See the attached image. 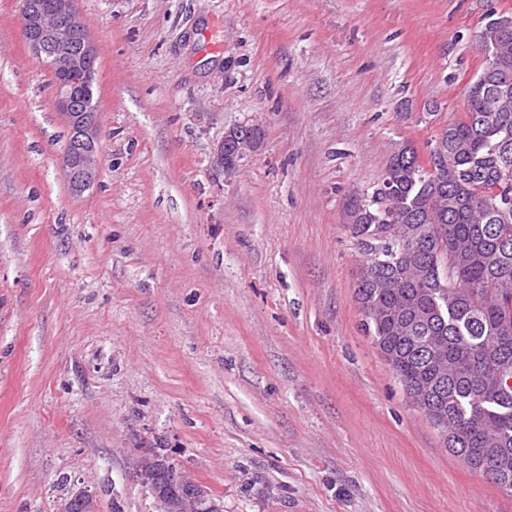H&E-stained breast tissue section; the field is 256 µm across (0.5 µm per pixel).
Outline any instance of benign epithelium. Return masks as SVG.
<instances>
[{
	"mask_svg": "<svg viewBox=\"0 0 512 512\" xmlns=\"http://www.w3.org/2000/svg\"><path fill=\"white\" fill-rule=\"evenodd\" d=\"M21 31L31 54L59 75L54 104L65 118L70 139L62 157L72 192L79 194L93 185L99 174L98 113L78 100L75 86L93 81L96 51L76 7V0H20ZM165 464L151 454L144 457L135 471V481L152 492L160 512H221L209 491L183 476L177 478L176 499L155 491L157 467ZM58 512H97V501L86 490L70 493Z\"/></svg>",
	"mask_w": 512,
	"mask_h": 512,
	"instance_id": "obj_1",
	"label": "benign epithelium"
}]
</instances>
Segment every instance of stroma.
Returning a JSON list of instances; mask_svg holds the SVG:
<instances>
[{
  "label": "stroma",
  "instance_id": "1",
  "mask_svg": "<svg viewBox=\"0 0 512 512\" xmlns=\"http://www.w3.org/2000/svg\"><path fill=\"white\" fill-rule=\"evenodd\" d=\"M100 170L0 0V512H155L160 450L224 512H512L406 394L345 206L463 117L512 0H77ZM257 126L235 172L226 132ZM97 501L86 490H76L70 493L59 507L58 512H97Z\"/></svg>",
  "mask_w": 512,
  "mask_h": 512
}]
</instances>
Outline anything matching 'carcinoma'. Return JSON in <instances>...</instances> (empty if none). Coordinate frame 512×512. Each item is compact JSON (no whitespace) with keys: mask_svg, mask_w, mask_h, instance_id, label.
<instances>
[{"mask_svg":"<svg viewBox=\"0 0 512 512\" xmlns=\"http://www.w3.org/2000/svg\"><path fill=\"white\" fill-rule=\"evenodd\" d=\"M492 11L477 34L512 81V33ZM465 116L427 142L434 171L402 144L381 184L346 206L362 260L355 299L365 329L429 421L448 417L446 447L470 468L512 483V189L476 168L512 148V95L466 85Z\"/></svg>","mask_w":512,"mask_h":512,"instance_id":"obj_1","label":"carcinoma"}]
</instances>
